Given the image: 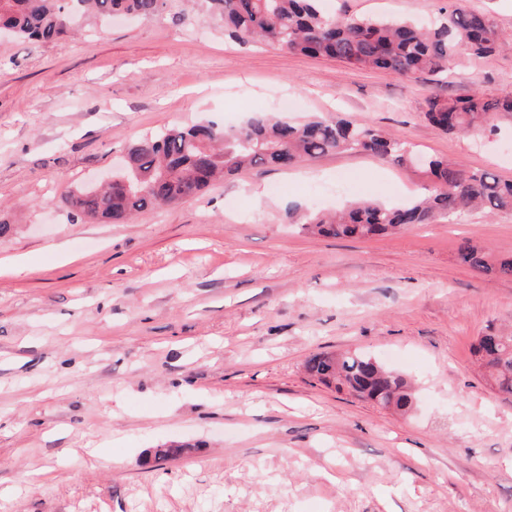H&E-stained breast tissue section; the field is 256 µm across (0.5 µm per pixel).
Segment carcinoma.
Instances as JSON below:
<instances>
[{
  "instance_id": "carcinoma-1",
  "label": "carcinoma",
  "mask_w": 512,
  "mask_h": 512,
  "mask_svg": "<svg viewBox=\"0 0 512 512\" xmlns=\"http://www.w3.org/2000/svg\"><path fill=\"white\" fill-rule=\"evenodd\" d=\"M322 2L200 0L202 13L180 10L169 18L176 26L210 18L225 38L240 45L260 42L403 76L441 73L458 53L484 58L512 44L488 17L469 10L465 0H447L440 18L429 25L357 17L344 10L330 13ZM166 11L168 0H0V31L46 44L81 31L89 15L150 20ZM498 115L512 118V97L488 98L480 92L459 100L435 96L424 112L430 124L450 134L480 128ZM410 151L407 143L367 124L329 117L293 124L255 112L231 128L207 123L147 135L125 149L127 160L123 170L112 174V190L80 191L66 201L77 215L119 224L146 208L176 206L218 177L244 168L289 169L339 153H365L402 164ZM426 165L434 188L421 199L400 206L364 200L334 215L308 210L296 223L324 236L368 238L428 224L437 216L460 218L473 208L512 212L511 181L488 171L465 173L440 158ZM458 260L479 274L512 279V255L495 256L465 241L458 248ZM474 356L497 391L512 398V333L487 328L474 344ZM305 368L319 383L358 399L403 414L413 408L407 378L365 353H319Z\"/></svg>"
}]
</instances>
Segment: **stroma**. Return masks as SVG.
<instances>
[{
  "label": "stroma",
  "instance_id": "35a3bbf8",
  "mask_svg": "<svg viewBox=\"0 0 512 512\" xmlns=\"http://www.w3.org/2000/svg\"><path fill=\"white\" fill-rule=\"evenodd\" d=\"M445 0H329L357 16L435 19ZM512 95V47L436 77L225 40L168 16L61 41L0 37V512H512V401L473 355L512 327V280L460 264L468 240L512 255V212L328 238L289 214L427 194L421 167L336 154L249 169L121 224L75 216L136 139L239 125L297 99L292 121L354 119L427 158L512 181V120L449 134L429 94ZM402 371L399 415L312 380L319 352ZM190 445L176 459L156 448Z\"/></svg>",
  "mask_w": 512,
  "mask_h": 512
}]
</instances>
